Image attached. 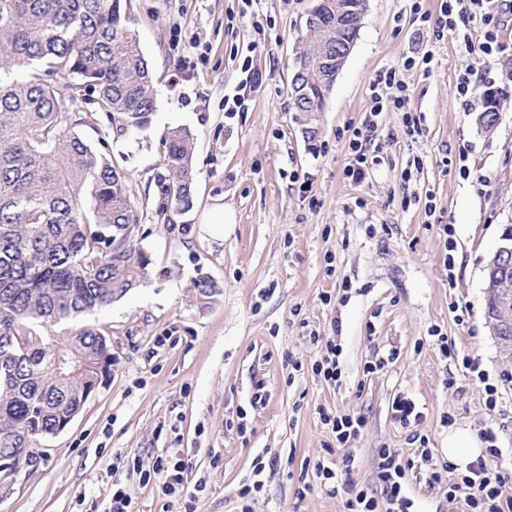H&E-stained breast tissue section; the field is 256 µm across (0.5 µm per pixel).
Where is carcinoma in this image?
<instances>
[{
    "label": "carcinoma",
    "mask_w": 512,
    "mask_h": 512,
    "mask_svg": "<svg viewBox=\"0 0 512 512\" xmlns=\"http://www.w3.org/2000/svg\"><path fill=\"white\" fill-rule=\"evenodd\" d=\"M57 78L96 93L120 129L148 124L155 94L129 0H0V456L20 470L112 366L98 329L61 343L41 330L121 299L150 264L129 243L139 213L125 176L71 129ZM303 83L321 109L329 83H307L297 65L291 89ZM164 147L165 195L188 210L194 138L172 128Z\"/></svg>",
    "instance_id": "obj_1"
}]
</instances>
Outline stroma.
Listing matches in <instances>:
<instances>
[{
  "label": "stroma",
  "instance_id": "35a3bbf8",
  "mask_svg": "<svg viewBox=\"0 0 512 512\" xmlns=\"http://www.w3.org/2000/svg\"><path fill=\"white\" fill-rule=\"evenodd\" d=\"M313 6L131 0L156 99L141 129L117 130L94 93L76 99L61 86L73 131L124 171L140 214L131 241L151 263L143 285L87 316L106 337L111 372L63 431L36 439L38 463L0 485V512H108L116 484L140 512H239L238 490L259 455L268 466L253 512H346L352 484L377 489L378 448L414 458L410 430L389 410L399 393L424 412L438 452L449 428L493 430L503 496L512 499V359L484 316V267L512 234V54H466L455 36L435 39L412 0H368L322 111L297 112L296 39ZM429 49V66L404 74L419 132L407 131L401 113L371 116L375 76ZM469 69L485 80L455 96L458 74ZM238 90L245 110L225 112V95ZM491 97L499 121L487 132L477 118ZM91 111L94 123H84ZM372 119L375 161L353 182L344 176L349 131ZM175 127L195 137L186 211L164 194L162 139ZM217 200L233 216L220 241L200 226ZM201 280L214 286L205 300L195 288ZM435 327L498 384L496 409L486 408L482 384L439 354ZM334 337L342 345L337 386L311 369ZM391 349L394 363L365 373ZM259 380L266 400L255 407ZM323 408L362 414L357 441L334 447ZM169 455L188 460L189 481L207 477L195 499L165 496L161 479L141 483L126 464L133 457L148 470ZM348 455L355 467L338 493L297 498L305 463ZM407 487L418 512L466 510L463 496L430 487L419 468L408 470Z\"/></svg>",
  "mask_w": 512,
  "mask_h": 512
}]
</instances>
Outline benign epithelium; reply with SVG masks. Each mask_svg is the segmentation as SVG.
<instances>
[{
	"label": "benign epithelium",
	"mask_w": 512,
	"mask_h": 512,
	"mask_svg": "<svg viewBox=\"0 0 512 512\" xmlns=\"http://www.w3.org/2000/svg\"><path fill=\"white\" fill-rule=\"evenodd\" d=\"M363 14L351 9L344 0H336L335 20L327 28L326 40L336 42V61L318 52L303 57L306 61L308 79L323 76L331 65L341 70L349 57L353 45L341 40V32L349 27L361 26ZM484 291L497 299L496 311L488 319L490 329L498 339L502 351L512 357V245L501 246L484 268Z\"/></svg>",
	"instance_id": "obj_1"
}]
</instances>
